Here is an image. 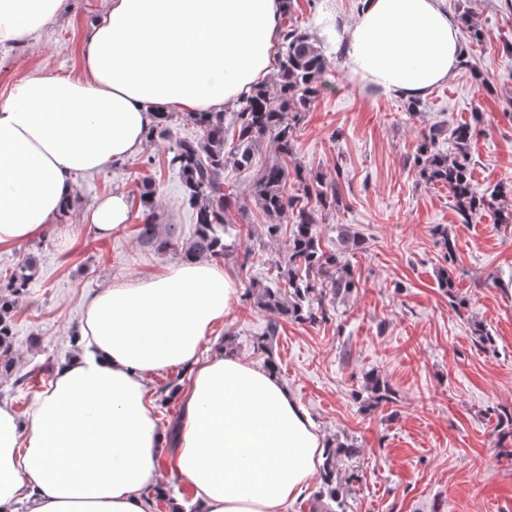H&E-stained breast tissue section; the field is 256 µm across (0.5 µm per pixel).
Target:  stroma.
Instances as JSON below:
<instances>
[{"mask_svg": "<svg viewBox=\"0 0 512 512\" xmlns=\"http://www.w3.org/2000/svg\"><path fill=\"white\" fill-rule=\"evenodd\" d=\"M448 12H467L485 33L465 44V67L422 102L359 87L338 57L321 78V95L297 131L295 163L307 180H339L340 200L317 228L321 247L347 264L357 283L348 294L316 295L325 319L280 317L261 306L252 289L282 284L280 264L291 227L269 236L250 191L248 174L225 171L236 190L230 222L241 252L221 265L236 288L232 312L215 325L211 346L246 361H275L278 379L328 440L355 444L341 458L346 512H512V224L492 213L465 222L447 187L428 183L413 163L423 132L470 124L469 152L479 189L512 184V7L506 0H445ZM107 0H65L60 16L36 37L0 56V94L34 61L47 69L73 66L89 23ZM490 89H479L475 73ZM165 140L147 142L123 165L77 181L70 221L50 225L39 239L0 250V291L8 275L35 261V279L10 313L13 338L0 357V401L19 417L50 386L56 366L70 359L87 299L112 277L129 280L178 260L175 251L139 243L135 220L100 239L84 221L96 197L119 191L128 206L146 175L156 181L160 224L176 225L178 245L194 233L191 211L176 174L153 172ZM361 249L344 248L345 234ZM455 260H444V239ZM449 268L454 294L439 285ZM279 334L271 348L257 345L270 322ZM486 331L488 343L478 333ZM375 375L391 388L373 406L365 389ZM185 370L155 374V415L164 430L181 421L173 396L186 387ZM166 495L150 512H182L196 505L188 482L162 456Z\"/></svg>", "mask_w": 512, "mask_h": 512, "instance_id": "35a3bbf8", "label": "stroma"}]
</instances>
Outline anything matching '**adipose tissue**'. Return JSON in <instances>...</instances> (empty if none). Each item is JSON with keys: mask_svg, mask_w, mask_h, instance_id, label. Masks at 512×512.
<instances>
[{"mask_svg": "<svg viewBox=\"0 0 512 512\" xmlns=\"http://www.w3.org/2000/svg\"><path fill=\"white\" fill-rule=\"evenodd\" d=\"M64 0H0V47L46 28ZM283 0H109L75 68L34 64L0 101V248L69 217L78 177L138 155L172 112H221L261 83ZM362 85L408 101L453 78L459 24L444 0H323L310 21ZM123 194L89 212L98 236L127 221ZM236 300L218 265L181 258L116 279L86 303L78 351L26 420L0 406V512H148L167 434L147 381L185 368L172 465L199 512H286L325 441L267 368L202 348Z\"/></svg>", "mask_w": 512, "mask_h": 512, "instance_id": "obj_1", "label": "adipose tissue"}]
</instances>
